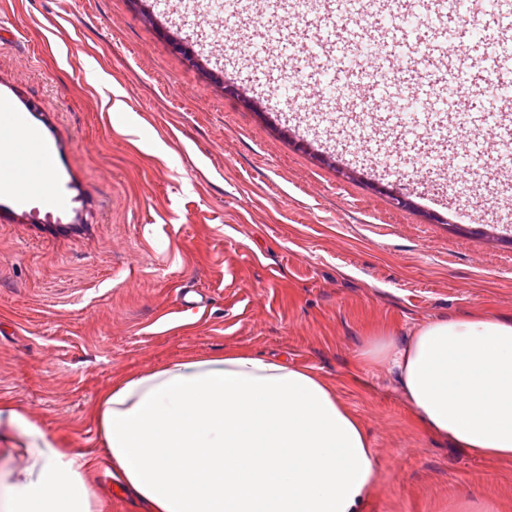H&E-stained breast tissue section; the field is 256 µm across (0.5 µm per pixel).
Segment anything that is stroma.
<instances>
[{
	"label": "stroma",
	"instance_id": "1",
	"mask_svg": "<svg viewBox=\"0 0 512 512\" xmlns=\"http://www.w3.org/2000/svg\"><path fill=\"white\" fill-rule=\"evenodd\" d=\"M188 0H0V100L54 156L53 189L0 195V399L74 447L117 380L243 347L332 383L376 450L363 512H512V463L417 425L393 375L351 380L371 332L512 314V192L496 168L418 179L385 109L322 120L314 66L226 48L254 34L182 21ZM187 41L204 62L174 49ZM400 194L409 206H397ZM206 306L180 309V294Z\"/></svg>",
	"mask_w": 512,
	"mask_h": 512
}]
</instances>
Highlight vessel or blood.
<instances>
[{
	"instance_id": "obj_1",
	"label": "vessel or blood",
	"mask_w": 512,
	"mask_h": 512,
	"mask_svg": "<svg viewBox=\"0 0 512 512\" xmlns=\"http://www.w3.org/2000/svg\"><path fill=\"white\" fill-rule=\"evenodd\" d=\"M277 9L302 17H319L321 12L344 15L361 12H389L387 0H278ZM409 15L433 26L435 39L424 48H416L411 32L399 25L388 26L380 36L367 37L362 30L351 29V49H339L327 38L317 39L314 58L332 61L322 69L325 84L336 86L344 94H355L353 122L359 128L370 125L371 115L359 89L369 87L386 98H399L393 109L395 119L413 131H429L438 136L457 133L460 127L476 130L464 158L468 169L479 170L492 161L502 169L512 168V115L504 105L512 103V0H413ZM466 14L475 18L478 34H460L448 26L449 17ZM296 38L285 25L273 23L264 34L251 40L252 49L266 56L290 51ZM374 46V53L359 64H351L352 48L363 42ZM482 58L485 67L479 80H471L468 64ZM470 83L493 103V111H463L458 88ZM492 129L493 141L480 138L479 132Z\"/></svg>"
}]
</instances>
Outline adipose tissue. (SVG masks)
Instances as JSON below:
<instances>
[{"label": "adipose tissue", "instance_id": "ef3b65f1", "mask_svg": "<svg viewBox=\"0 0 512 512\" xmlns=\"http://www.w3.org/2000/svg\"><path fill=\"white\" fill-rule=\"evenodd\" d=\"M19 122H0V192L49 194ZM395 375L419 425L473 456L512 462V316L384 330L349 364ZM102 454L0 401V512H106L101 461L147 512H362L378 487L361 420L313 369L228 348L128 375L90 409ZM24 462L12 463L14 453Z\"/></svg>", "mask_w": 512, "mask_h": 512}]
</instances>
